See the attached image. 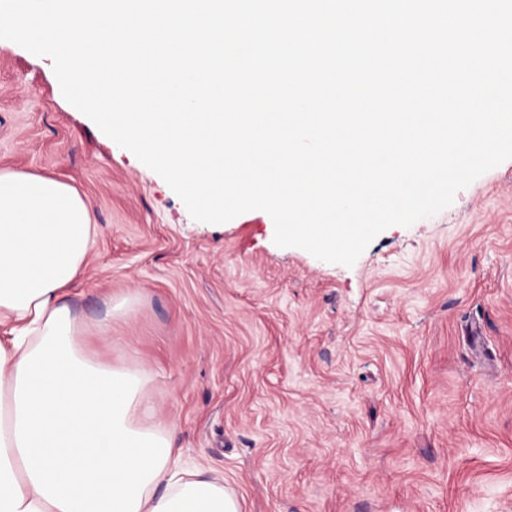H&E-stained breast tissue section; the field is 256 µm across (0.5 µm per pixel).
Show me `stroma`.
<instances>
[{
    "mask_svg": "<svg viewBox=\"0 0 512 512\" xmlns=\"http://www.w3.org/2000/svg\"><path fill=\"white\" fill-rule=\"evenodd\" d=\"M0 169L83 199L77 309L112 325L86 352L148 371L158 421L242 512H512V160L327 263L275 245L260 210L193 220L64 98L50 57L7 40Z\"/></svg>",
    "mask_w": 512,
    "mask_h": 512,
    "instance_id": "stroma-1",
    "label": "stroma"
}]
</instances>
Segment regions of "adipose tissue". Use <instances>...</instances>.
<instances>
[{
    "label": "adipose tissue",
    "mask_w": 512,
    "mask_h": 512,
    "mask_svg": "<svg viewBox=\"0 0 512 512\" xmlns=\"http://www.w3.org/2000/svg\"><path fill=\"white\" fill-rule=\"evenodd\" d=\"M95 236L70 186L0 170V512H241L157 422L145 371L85 354Z\"/></svg>",
    "instance_id": "1"
}]
</instances>
